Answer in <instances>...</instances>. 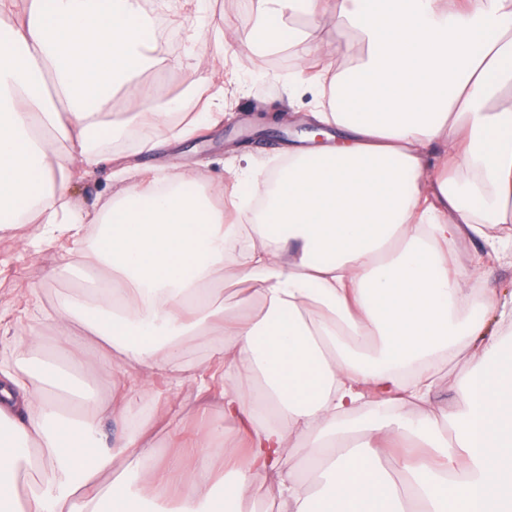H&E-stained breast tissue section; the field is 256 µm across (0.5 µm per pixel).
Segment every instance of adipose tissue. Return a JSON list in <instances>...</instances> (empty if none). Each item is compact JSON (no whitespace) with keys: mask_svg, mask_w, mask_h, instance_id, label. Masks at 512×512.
Segmentation results:
<instances>
[{"mask_svg":"<svg viewBox=\"0 0 512 512\" xmlns=\"http://www.w3.org/2000/svg\"><path fill=\"white\" fill-rule=\"evenodd\" d=\"M259 3L271 22L250 41L302 39L296 19L329 11L349 33L344 71L298 65L316 90L302 119L335 127L334 144L194 195L192 172L116 166L123 187L91 215L72 187L113 164L104 146L128 122L114 100L149 127L185 106L139 89L164 63L149 15L141 0H25L19 15L0 0V232L34 225L36 251L66 239L107 282L56 300L63 357L34 330L0 341V512H262L270 488L278 512H512V292L474 294L448 263L464 238L512 251L496 232L512 223V0ZM227 278L249 283V306H225ZM202 333L219 339V390L209 363L183 362ZM100 360L164 380L174 434L177 390L198 381L215 420L185 446L190 466L172 474L144 425L105 442L103 420L136 405L101 398ZM449 367L463 404L447 415L432 404ZM301 449L315 478L289 466Z\"/></svg>","mask_w":512,"mask_h":512,"instance_id":"obj_1","label":"adipose tissue"}]
</instances>
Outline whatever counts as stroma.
<instances>
[{
    "instance_id": "35a3bbf8",
    "label": "stroma",
    "mask_w": 512,
    "mask_h": 512,
    "mask_svg": "<svg viewBox=\"0 0 512 512\" xmlns=\"http://www.w3.org/2000/svg\"><path fill=\"white\" fill-rule=\"evenodd\" d=\"M257 0H209L207 24L197 28L193 7L181 11V20L156 13L155 26L159 49L171 65L147 75L144 83L158 97L167 98L184 92L210 87L214 111L223 113L216 126L195 136L177 140L168 128H156L151 134L159 145L152 153H139L138 144L146 134L144 127L131 126L126 136L112 142V154L124 163L149 167L161 173L188 170L201 182H232L235 170L243 164L269 169L284 162L288 145L306 140V130L293 122L268 125L263 135H256V114L260 111L291 114L312 107V90L292 84L301 56L312 46L328 45L322 58L329 71L346 69L351 59L340 50L339 28L335 15L329 14L309 27L307 42L286 50H250L244 43L256 17ZM223 47V58H216V47ZM119 188L110 169L101 166L75 183L73 190L83 208L97 212ZM458 267L481 285L512 289V258H490L489 246L481 239L464 240L452 248ZM74 257L66 246H45L39 252L25 249L20 238L0 236V333H21L34 328L45 344H59L63 333L43 317L55 298L78 285L72 273ZM112 367L101 368L104 385H111L116 374ZM120 374L126 386L136 388L138 404L145 414L159 452L172 457L167 430L153 414V391L143 390L144 370L127 366Z\"/></svg>"
}]
</instances>
